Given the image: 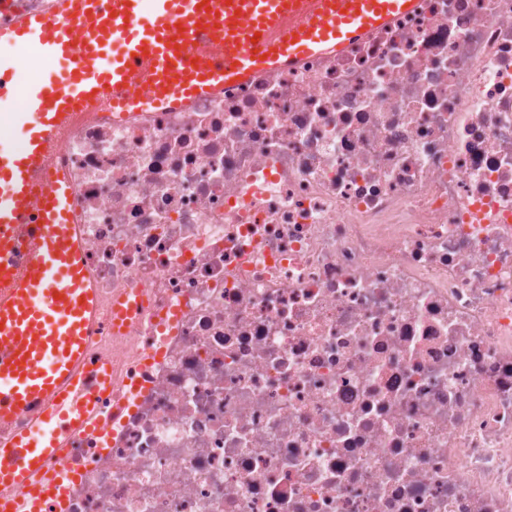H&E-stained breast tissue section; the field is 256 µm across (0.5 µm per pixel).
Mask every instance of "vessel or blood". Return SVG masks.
<instances>
[{
  "label": "vessel or blood",
  "mask_w": 512,
  "mask_h": 512,
  "mask_svg": "<svg viewBox=\"0 0 512 512\" xmlns=\"http://www.w3.org/2000/svg\"><path fill=\"white\" fill-rule=\"evenodd\" d=\"M416 0H53L48 14L0 27V43L64 62L58 81L20 80L0 57V109L25 130L0 147V421L29 416L0 437V486L36 512L50 495L56 450L94 416L80 397L83 349L98 314L82 257V227L63 172L48 171L65 128L86 112L189 108L255 74L337 53Z\"/></svg>",
  "instance_id": "b4317fda"
}]
</instances>
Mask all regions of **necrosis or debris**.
<instances>
[{
    "label": "necrosis or debris",
    "instance_id": "1",
    "mask_svg": "<svg viewBox=\"0 0 512 512\" xmlns=\"http://www.w3.org/2000/svg\"><path fill=\"white\" fill-rule=\"evenodd\" d=\"M63 154L112 391L39 512H512V0Z\"/></svg>",
    "mask_w": 512,
    "mask_h": 512
}]
</instances>
